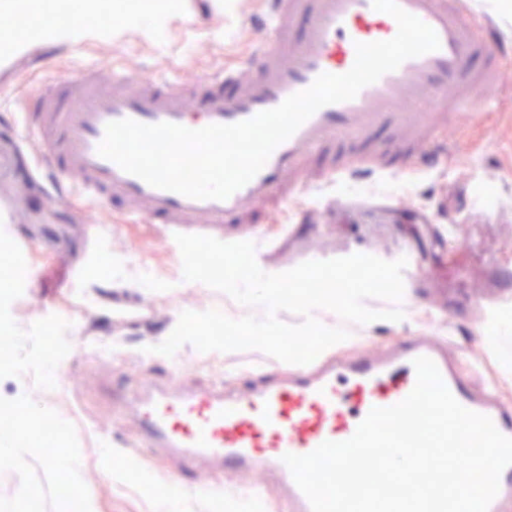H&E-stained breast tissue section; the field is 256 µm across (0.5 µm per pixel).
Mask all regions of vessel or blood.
<instances>
[{
	"instance_id": "vessel-or-blood-1",
	"label": "vessel or blood",
	"mask_w": 512,
	"mask_h": 512,
	"mask_svg": "<svg viewBox=\"0 0 512 512\" xmlns=\"http://www.w3.org/2000/svg\"><path fill=\"white\" fill-rule=\"evenodd\" d=\"M269 2L249 57L201 78L194 89L163 72L134 85L114 69L103 81L94 66L40 89L36 111L12 120L10 128L37 143L56 196L100 207L119 200L127 205L130 223L147 219L174 234L220 239L232 225L239 239L260 249L264 242L253 230V214L270 201L283 208L322 184L346 183L365 173L375 174L374 188L383 196L389 179L450 156L451 147L436 130L453 109L494 88L500 57L512 54L495 18L476 12L472 0H398L435 30L440 49L406 60L353 100L319 109L229 198L198 200L158 189L98 155L110 122L130 118L199 129L244 121L307 89L321 73L347 72L356 43L388 40L397 32L394 18L374 10L372 0ZM300 15L308 25L303 38L294 41L289 31ZM478 56L484 57V67L474 66ZM385 128L396 136L382 144L374 134ZM316 153L328 154L329 162L314 170L308 162ZM109 236V226H102L86 270L73 273L70 285L83 282L87 270L111 266ZM420 356L435 362L464 407L489 416L512 437V406H505L493 388L475 390L458 361L426 336L338 364L321 357L303 366L285 363L270 379L239 394L225 393L220 382L197 386L175 358L163 379L123 403L122 410L139 425L144 447L191 463L276 474L288 490L289 512H311L283 455L310 453L326 440H347L372 408L403 400L415 385L413 361Z\"/></svg>"
}]
</instances>
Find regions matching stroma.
Segmentation results:
<instances>
[{
	"label": "stroma",
	"instance_id": "35a3bbf8",
	"mask_svg": "<svg viewBox=\"0 0 512 512\" xmlns=\"http://www.w3.org/2000/svg\"><path fill=\"white\" fill-rule=\"evenodd\" d=\"M148 2L112 0V38L67 47L44 41L0 68V114L33 111L39 88L60 74L78 75L91 63L104 71L121 68L135 83L151 79L162 67L193 87L204 73L236 65L249 54L257 35L253 22L264 11V0H178L166 30L152 37L130 29L126 18ZM499 67L501 88L451 112L440 130V138L455 147L448 163L395 183L385 200L345 186L326 188L322 196L263 212L257 230L266 240L262 263L269 273L354 253L393 261L411 252L423 273L403 278L401 304L408 315L398 322H374L368 336L332 350V357L375 352L427 334L453 343L476 385L495 386L512 404V386L502 379L512 371V334L485 338L478 331L489 320L512 326V59H502ZM479 188L489 201L482 211L472 203ZM122 212L118 201L95 208L55 197L37 166L33 142L0 137V220L5 223L0 276L24 265L43 274L39 286L0 293V334L24 339L23 370H0V405L37 415L48 435L57 422L69 427L66 453L41 452L19 466L0 455V512L24 488L37 491L40 512H63L66 485L79 495H94L100 512H154L158 488L172 471L181 472L190 489L207 483L234 492L255 480L230 467L214 473L139 447L136 423L122 417L101 388L110 379L132 393L162 377L166 356L149 358L144 349L162 343L182 311L215 308L234 319L265 314L262 307L249 308L206 285L184 281L164 229L123 223ZM100 224L112 227L114 265L111 272L91 274L88 288L73 296L60 282L69 268L86 263ZM16 233L30 245L21 261L12 257ZM135 253L149 268L150 280L129 267ZM117 285L152 312L147 324L119 336L113 335L109 319ZM47 313L57 318L59 349L54 353L34 324ZM88 345L105 347L107 358L83 357L80 349ZM47 354L55 359L51 390L41 367ZM177 355L196 384L220 380L228 392L243 390L254 368L280 365L256 349L203 353L185 344ZM60 402L66 409L61 420L55 417ZM111 429L117 438L106 461L100 448ZM71 456L81 462L75 475L65 467Z\"/></svg>",
	"mask_w": 512,
	"mask_h": 512
}]
</instances>
